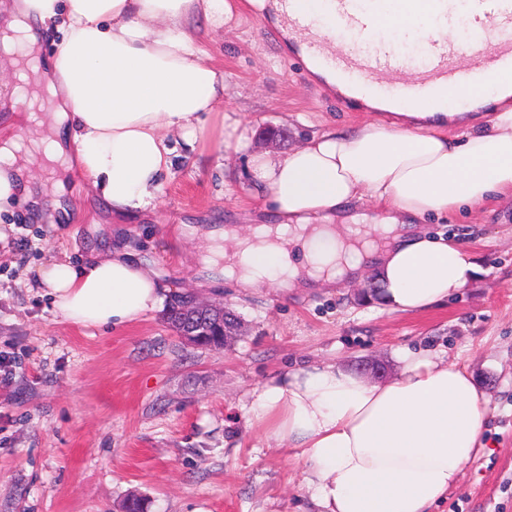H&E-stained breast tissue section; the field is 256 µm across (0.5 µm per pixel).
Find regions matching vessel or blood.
<instances>
[{
    "mask_svg": "<svg viewBox=\"0 0 512 512\" xmlns=\"http://www.w3.org/2000/svg\"><path fill=\"white\" fill-rule=\"evenodd\" d=\"M279 34L300 35L312 56L335 69L346 91L341 105L362 97L389 100L392 107L437 110L469 107L486 73L512 78V0H496L486 15L484 0H272ZM424 9L440 26L464 28L465 37H385L389 21L407 22ZM333 19L334 38L318 35L321 19ZM394 77L386 85L376 73Z\"/></svg>",
    "mask_w": 512,
    "mask_h": 512,
    "instance_id": "vessel-or-blood-1",
    "label": "vessel or blood"
}]
</instances>
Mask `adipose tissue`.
<instances>
[{
  "mask_svg": "<svg viewBox=\"0 0 512 512\" xmlns=\"http://www.w3.org/2000/svg\"><path fill=\"white\" fill-rule=\"evenodd\" d=\"M223 27L228 0H19L0 28V64L46 106L27 133L0 140V207L40 198L18 184L40 154L61 173L79 168L113 214L153 207L174 152L195 146L228 85L207 64L189 24ZM54 35L42 54L43 34ZM456 111L420 108L349 133L326 132L280 156L253 155L273 223L206 232L205 270L243 289L333 286L372 269L389 311L429 310L476 271L460 243L418 220L512 194V108L449 136ZM370 198L373 217L351 214ZM63 320L120 327L158 310L167 288L129 248L38 273ZM398 374L366 378L333 363L270 379L252 393V424L302 451L303 482L319 512H430L481 446L488 397L439 353L397 350Z\"/></svg>",
  "mask_w": 512,
  "mask_h": 512,
  "instance_id": "ef3b65f1",
  "label": "adipose tissue"
}]
</instances>
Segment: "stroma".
Segmentation results:
<instances>
[{
    "label": "stroma",
    "mask_w": 512,
    "mask_h": 512,
    "mask_svg": "<svg viewBox=\"0 0 512 512\" xmlns=\"http://www.w3.org/2000/svg\"><path fill=\"white\" fill-rule=\"evenodd\" d=\"M231 22L195 20L208 62L229 84L222 111L250 145L218 152L220 121L195 150L177 144L155 207L125 224L73 172L69 215L47 223L18 206L0 213V512H121L131 494L148 512H315L296 449L284 450L249 422L254 389L308 364L357 369L377 361L394 377L396 350L430 349L464 366L490 399L483 446L433 512H512V194L421 227L462 243L477 270L448 301L417 314L386 310L364 292L268 285L243 290L199 261L208 230L262 218L266 196L253 154H282L327 130L375 118L338 107L284 41L264 35L245 0ZM268 127L287 130L267 141ZM131 246L170 292L221 301L244 319L222 350L185 345L165 309L121 328L82 327L56 315L37 271L54 259L81 264Z\"/></svg>",
    "instance_id": "stroma-1"
}]
</instances>
